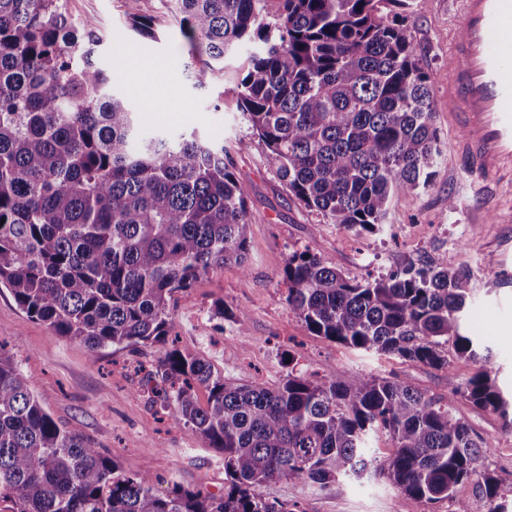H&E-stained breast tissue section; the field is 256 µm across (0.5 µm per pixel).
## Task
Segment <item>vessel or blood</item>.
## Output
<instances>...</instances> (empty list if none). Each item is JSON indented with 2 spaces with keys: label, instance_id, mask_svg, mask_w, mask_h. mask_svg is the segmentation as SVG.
<instances>
[{
  "label": "vessel or blood",
  "instance_id": "obj_1",
  "mask_svg": "<svg viewBox=\"0 0 512 512\" xmlns=\"http://www.w3.org/2000/svg\"><path fill=\"white\" fill-rule=\"evenodd\" d=\"M448 115L460 159L483 179L512 178V0H457Z\"/></svg>",
  "mask_w": 512,
  "mask_h": 512
}]
</instances>
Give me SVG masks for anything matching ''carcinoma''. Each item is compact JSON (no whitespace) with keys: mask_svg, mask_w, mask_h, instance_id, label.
<instances>
[{"mask_svg":"<svg viewBox=\"0 0 512 512\" xmlns=\"http://www.w3.org/2000/svg\"><path fill=\"white\" fill-rule=\"evenodd\" d=\"M280 2L271 23L260 0H175L195 82L209 84L250 44L237 104L279 179L322 222L373 233L390 197L428 184L441 153L429 78L404 19L380 15L382 0ZM131 26L155 37L149 17L134 14ZM100 42L62 0H0V289L92 353L166 343L169 301L227 263L245 267L251 224L224 147L194 132L141 136L135 113L106 91ZM284 279L289 308L316 336L437 369L449 367V342L460 358L479 356L477 337L461 332L467 275L444 259L362 282L295 252ZM31 385L0 353V501L10 512H288L253 488L377 474L427 503L469 483L486 512H506L484 464L491 444L452 414L458 396L507 412L486 373L449 381L444 402L402 380L337 370L239 384L168 350L142 388L224 457L219 496L156 493L150 467L124 474L57 423ZM380 434L392 448L378 465L370 442Z\"/></svg>","mask_w":512,"mask_h":512,"instance_id":"1","label":"carcinoma"}]
</instances>
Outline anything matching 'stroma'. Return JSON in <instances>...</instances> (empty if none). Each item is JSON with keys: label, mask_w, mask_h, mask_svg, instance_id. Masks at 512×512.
<instances>
[{"label": "stroma", "mask_w": 512, "mask_h": 512, "mask_svg": "<svg viewBox=\"0 0 512 512\" xmlns=\"http://www.w3.org/2000/svg\"><path fill=\"white\" fill-rule=\"evenodd\" d=\"M74 20L95 23L97 48L112 93L138 113L141 131L178 138L197 132L223 146L234 171L249 189L251 216L245 267L201 277L188 295L170 307V334L178 348L208 361L215 372L239 384L275 387L290 371L324 376L330 370L373 374L408 382L427 396L444 398L449 380L466 381L487 371L504 394H512V280L487 277V257L512 253V223L497 220L499 208H512V185L479 195L477 177L454 151L448 121V55L459 33L454 0H409L407 30L433 92L434 123L441 155L428 185L393 195L375 233H356L319 222L279 180L276 167L238 109L231 77L197 86L195 61L180 36L172 0H68ZM153 18L156 38L130 27L128 13ZM134 49L138 72L124 68L121 55ZM143 80L155 90L160 109L148 111L130 84ZM306 251L348 277L366 281L394 271L425 267L446 259L465 270L470 298L461 314L463 329L479 336L489 350L485 360L451 357L449 370L374 351L363 352L312 334L289 308L283 270L293 252ZM248 313L245 324L214 316L216 304ZM32 379L35 395L68 431L89 440L129 474L151 467L165 494L175 485L205 494L224 491V461L201 447L188 429L170 424L164 410L140 391L138 366L156 367L166 347L154 344L111 347L90 354L86 346L30 318L8 290H0V341ZM453 413L475 438L494 444L486 463L512 512V428L497 413L457 398ZM255 493L288 512H481L471 485L452 498L427 504L400 496L382 477L342 478L321 485L282 479Z\"/></svg>", "instance_id": "1"}]
</instances>
